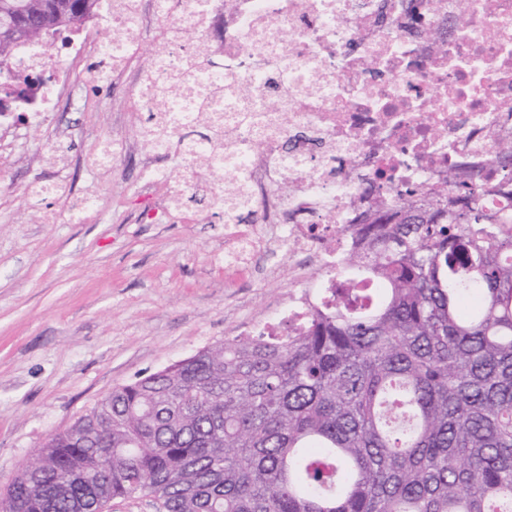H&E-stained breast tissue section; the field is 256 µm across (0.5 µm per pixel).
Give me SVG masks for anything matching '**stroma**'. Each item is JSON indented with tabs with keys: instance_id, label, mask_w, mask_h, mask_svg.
<instances>
[{
	"instance_id": "1",
	"label": "stroma",
	"mask_w": 512,
	"mask_h": 512,
	"mask_svg": "<svg viewBox=\"0 0 512 512\" xmlns=\"http://www.w3.org/2000/svg\"><path fill=\"white\" fill-rule=\"evenodd\" d=\"M69 104L0 136V491L112 389L251 333L293 287L284 252L249 272L225 268L217 208L195 206L187 223L155 214L145 174L161 160L143 150V115L121 90L84 80ZM105 139L124 153L111 169L88 167ZM36 181L65 194L32 196ZM89 194L96 212L72 221L71 203Z\"/></svg>"
}]
</instances>
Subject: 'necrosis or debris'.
<instances>
[{"instance_id":"1","label":"necrosis or debris","mask_w":512,"mask_h":512,"mask_svg":"<svg viewBox=\"0 0 512 512\" xmlns=\"http://www.w3.org/2000/svg\"><path fill=\"white\" fill-rule=\"evenodd\" d=\"M465 2L470 21L459 28ZM101 21L108 36H69L66 57L41 43L11 53L9 74L44 78L25 120L43 121L44 103L74 85L85 58L104 60L97 83L125 80L172 133L147 143L181 160L179 172L156 168L147 182L165 187L164 215L193 221L176 200L202 190L224 210L225 267L246 270L283 248L320 259L324 279L299 271L281 316L257 335H288L320 289L335 287L371 201L394 209L406 191L446 185L455 171L481 181L490 208L512 210V186L489 164L512 141L501 107L512 98V0H102ZM149 35L163 49L143 64ZM201 99L202 117L224 130L220 145L180 136ZM201 161L212 170L202 185Z\"/></svg>"}]
</instances>
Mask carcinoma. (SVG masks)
<instances>
[{"label":"carcinoma","instance_id":"1","mask_svg":"<svg viewBox=\"0 0 512 512\" xmlns=\"http://www.w3.org/2000/svg\"><path fill=\"white\" fill-rule=\"evenodd\" d=\"M99 0H0V53ZM491 163L512 179V143ZM456 172L366 211L329 300L117 387L0 512H512V213Z\"/></svg>","mask_w":512,"mask_h":512}]
</instances>
